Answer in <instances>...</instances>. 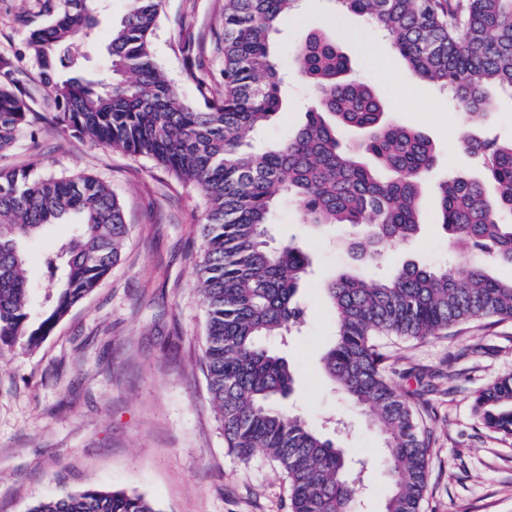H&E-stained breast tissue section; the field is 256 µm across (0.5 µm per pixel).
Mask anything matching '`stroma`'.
I'll list each match as a JSON object with an SVG mask.
<instances>
[{
  "mask_svg": "<svg viewBox=\"0 0 512 512\" xmlns=\"http://www.w3.org/2000/svg\"><path fill=\"white\" fill-rule=\"evenodd\" d=\"M38 0H0V57L12 59L35 101L45 86L21 55L24 18ZM224 0H163L152 51L182 97L196 98L195 75L222 84ZM330 0H304L276 36L281 60L315 28L335 29L362 81L386 102L389 118L423 130L433 141L440 174L470 172L463 131L512 140V96L496 93L484 121L467 122L447 95L410 75L393 48L354 13L335 23ZM192 38L193 53L183 41ZM284 106L254 146L280 144L316 103L296 76ZM0 167H30L56 177L87 173L106 183L123 206L131 232L116 265L37 348L0 362V512H27L60 490L103 488L141 494L158 512H289L288 481L263 454L242 462L229 454L209 399L204 366L206 315L195 286L204 194L181 184L153 161L82 140L49 121L24 127ZM426 202L416 240L390 245L388 269L415 261L446 264L454 245ZM65 231L57 225L27 245L37 302H44V256ZM272 245L293 243L313 272L298 294L303 323L276 349L296 370L280 406L315 428L337 423L333 438L363 463L357 512H384L381 439L335 391L321 368L334 333L325 280L354 268L342 244L310 230L292 202L278 199L268 227ZM388 376L418 395L427 432L430 473L420 512H512V437L486 429L473 411L479 391L512 375V320L484 318L424 341L388 337Z\"/></svg>",
  "mask_w": 512,
  "mask_h": 512,
  "instance_id": "1",
  "label": "stroma"
}]
</instances>
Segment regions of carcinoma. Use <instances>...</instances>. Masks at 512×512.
Instances as JSON below:
<instances>
[{"label": "carcinoma", "mask_w": 512, "mask_h": 512, "mask_svg": "<svg viewBox=\"0 0 512 512\" xmlns=\"http://www.w3.org/2000/svg\"><path fill=\"white\" fill-rule=\"evenodd\" d=\"M39 2L25 56L47 88L51 120L78 138L151 159L205 192L196 288L206 309L210 401L229 453L248 462L262 452L282 470L290 512H354L359 478L332 439L276 405L293 390L296 371L265 342L301 323L297 294L311 261L293 243L270 244L274 203L286 196L313 226L350 227L349 250L359 266L372 268L386 245L416 238L424 202L434 199L438 223L467 257L464 266L410 261L385 275L348 270L326 285L335 332L324 371L383 439L385 512H419L428 445L413 396L389 379L377 340H422L465 321L512 319V279L491 273L495 265H512V224L498 218L512 211V141L468 136L464 148L478 173L433 180L432 140L390 121L367 84L346 78L350 62L336 40L312 31L291 58L317 106L285 142L260 152L254 136L282 109L273 35L302 0H225L223 85L197 81L194 102L180 95L152 53L162 0H128L107 45L110 65L92 79L84 72L108 0ZM332 2L393 34L410 73L469 116L489 115V87L512 91V0ZM37 115L16 69L0 62V151ZM344 129L361 139L345 145ZM51 225L67 233L45 258L51 293L37 310L25 245ZM129 233L119 199L96 177L0 168V356L19 342L38 347L117 263ZM474 410L485 428L512 437V375L482 389ZM27 512L158 510L139 494L88 488L65 490Z\"/></svg>", "instance_id": "1"}]
</instances>
